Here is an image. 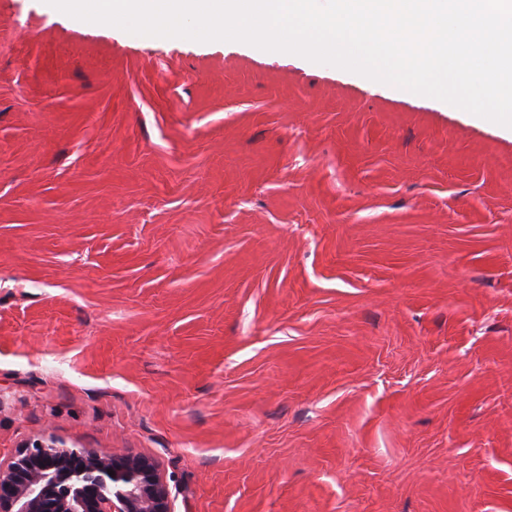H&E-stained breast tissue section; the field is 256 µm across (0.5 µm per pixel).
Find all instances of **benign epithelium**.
<instances>
[{"instance_id":"7a95c632","label":"benign epithelium","mask_w":512,"mask_h":512,"mask_svg":"<svg viewBox=\"0 0 512 512\" xmlns=\"http://www.w3.org/2000/svg\"><path fill=\"white\" fill-rule=\"evenodd\" d=\"M0 512H174V508L168 481L155 459L70 448L49 435L0 460Z\"/></svg>"}]
</instances>
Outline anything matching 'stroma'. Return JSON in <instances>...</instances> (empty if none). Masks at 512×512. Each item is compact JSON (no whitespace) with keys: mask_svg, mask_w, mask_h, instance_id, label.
Wrapping results in <instances>:
<instances>
[{"mask_svg":"<svg viewBox=\"0 0 512 512\" xmlns=\"http://www.w3.org/2000/svg\"><path fill=\"white\" fill-rule=\"evenodd\" d=\"M175 512H512V132L0 0V458ZM107 469H112L110 476ZM1 512H174L160 464L102 455L48 435L0 460Z\"/></svg>","mask_w":512,"mask_h":512,"instance_id":"stroma-1","label":"stroma"}]
</instances>
